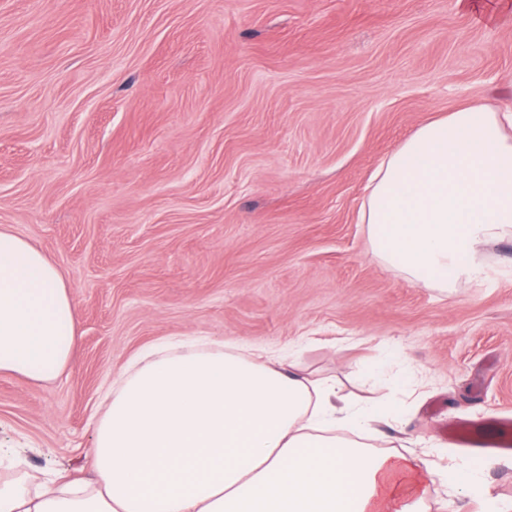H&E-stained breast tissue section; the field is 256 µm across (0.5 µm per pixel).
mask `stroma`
<instances>
[{
	"mask_svg": "<svg viewBox=\"0 0 512 512\" xmlns=\"http://www.w3.org/2000/svg\"><path fill=\"white\" fill-rule=\"evenodd\" d=\"M463 102L512 108V0H0V226L78 332L57 379L0 376V449L88 475L130 360L221 342L391 404L378 449L471 458L442 433L512 414V241L442 293L358 222L381 160Z\"/></svg>",
	"mask_w": 512,
	"mask_h": 512,
	"instance_id": "35a3bbf8",
	"label": "stroma"
}]
</instances>
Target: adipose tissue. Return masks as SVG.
Instances as JSON below:
<instances>
[{
  "instance_id": "adipose-tissue-1",
  "label": "adipose tissue",
  "mask_w": 512,
  "mask_h": 512,
  "mask_svg": "<svg viewBox=\"0 0 512 512\" xmlns=\"http://www.w3.org/2000/svg\"><path fill=\"white\" fill-rule=\"evenodd\" d=\"M391 272L442 291L477 279L512 239V113L464 106L416 129L378 168L361 212ZM75 309L60 269L0 226V374L43 383L68 366ZM394 413L335 380L236 349L162 347L114 387L89 479L0 480V512H430L428 477L478 502L484 461L434 473L364 442Z\"/></svg>"
}]
</instances>
